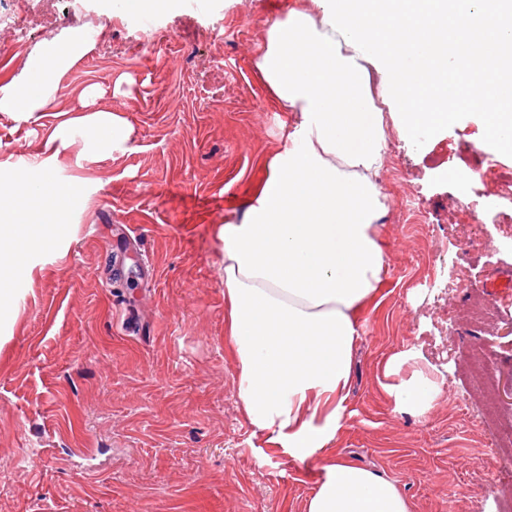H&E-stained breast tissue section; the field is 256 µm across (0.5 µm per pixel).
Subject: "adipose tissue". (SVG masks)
I'll return each instance as SVG.
<instances>
[{
	"label": "adipose tissue",
	"mask_w": 512,
	"mask_h": 512,
	"mask_svg": "<svg viewBox=\"0 0 512 512\" xmlns=\"http://www.w3.org/2000/svg\"><path fill=\"white\" fill-rule=\"evenodd\" d=\"M312 2L317 14L293 10L268 24L255 62L272 100L297 120L243 218L221 230L225 339L255 431L291 456L324 461L305 512H412L394 482L331 452L347 412L360 314L387 268L376 240L384 120L416 142L476 110L482 147L512 157V99L486 77L488 59L500 64L512 52V27L502 23L512 0H355L354 23L340 0ZM476 24L496 33L494 57L473 38ZM93 47L81 35L45 43L0 91V113L26 122L53 106L65 73ZM98 95L93 85L80 90L83 114L65 116L43 143L50 162L77 136L92 154L125 140V120L95 108ZM69 203L47 177L0 190V213L12 215L0 239L25 248L50 241L51 221ZM420 358L410 349L384 364L386 392L417 415L439 394L423 372L401 378Z\"/></svg>",
	"instance_id": "adipose-tissue-1"
}]
</instances>
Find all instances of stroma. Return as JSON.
Returning a JSON list of instances; mask_svg holds the SVG:
<instances>
[{"mask_svg": "<svg viewBox=\"0 0 512 512\" xmlns=\"http://www.w3.org/2000/svg\"><path fill=\"white\" fill-rule=\"evenodd\" d=\"M310 7L180 0L144 35L111 0H60L22 37L0 29V86L44 42L96 32L59 106L95 84L128 125L112 153L77 137L45 171L54 112L0 114V162L25 158V179L50 175L71 196L62 238L23 252L0 242L18 254L0 326V512H304L321 458L267 447L239 408L220 229L241 219L294 122L255 70L265 27ZM386 133L388 271L361 317L335 452L395 481L414 512H512V452L487 457L512 423V195L472 173L479 113L416 145ZM412 200L442 223H405ZM459 275L467 288L449 291ZM412 348L423 358L404 375L441 384L420 416L383 388L385 360ZM478 355L500 379L491 412Z\"/></svg>", "mask_w": 512, "mask_h": 512, "instance_id": "obj_1", "label": "stroma"}]
</instances>
